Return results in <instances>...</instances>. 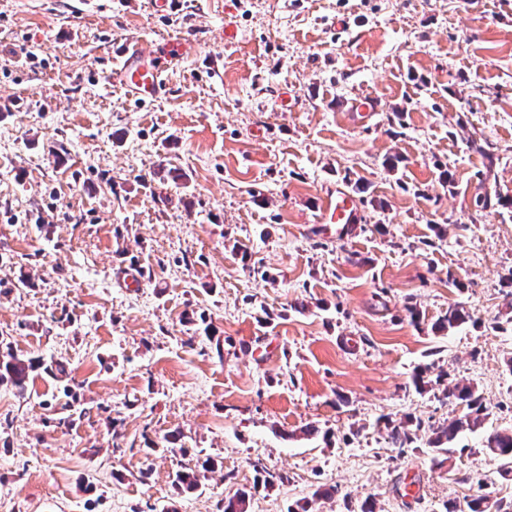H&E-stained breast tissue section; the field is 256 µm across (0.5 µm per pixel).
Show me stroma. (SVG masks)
Returning <instances> with one entry per match:
<instances>
[{"instance_id": "35a3bbf8", "label": "stroma", "mask_w": 512, "mask_h": 512, "mask_svg": "<svg viewBox=\"0 0 512 512\" xmlns=\"http://www.w3.org/2000/svg\"><path fill=\"white\" fill-rule=\"evenodd\" d=\"M176 37L161 98L108 83ZM2 96L0 344L70 380L0 384V512H445L481 485L512 512L482 433L401 452L380 422L447 419L444 372L512 428V0H0ZM336 184L348 235L318 221ZM203 470L213 469L215 462L210 458L198 460L197 464L192 468L185 467V470L178 472L175 477V483L178 487L186 490H194L199 487V468Z\"/></svg>"}]
</instances>
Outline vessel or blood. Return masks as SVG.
Segmentation results:
<instances>
[{"mask_svg":"<svg viewBox=\"0 0 512 512\" xmlns=\"http://www.w3.org/2000/svg\"><path fill=\"white\" fill-rule=\"evenodd\" d=\"M188 48L182 38L168 42L160 55L146 52L137 44L125 45L115 55L112 75L133 97L142 101L156 99L165 86L164 75L171 63L180 59ZM319 220L343 230L347 225L360 223V209L349 192L331 186L326 190Z\"/></svg>","mask_w":512,"mask_h":512,"instance_id":"vessel-or-blood-1","label":"vessel or blood"}]
</instances>
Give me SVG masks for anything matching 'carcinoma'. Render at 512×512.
I'll list each match as a JSON object with an SVG mask.
<instances>
[{
	"label": "carcinoma",
	"instance_id": "1",
	"mask_svg": "<svg viewBox=\"0 0 512 512\" xmlns=\"http://www.w3.org/2000/svg\"><path fill=\"white\" fill-rule=\"evenodd\" d=\"M471 320L470 313L459 303L448 306V311L439 319V328L450 329L458 327ZM43 369L49 375L57 376L65 373L63 366L57 362L45 363L40 358L18 356L9 351L0 355V383H8L20 394L25 393L30 375L38 369ZM443 398L463 406L464 414L449 418L431 428V434L426 441L428 447L438 453H448L450 444L463 431L476 432L482 429L489 418V411L483 402L481 394L471 384L455 383L444 388ZM421 423L408 420L404 425L387 424V437L392 447L405 451L419 440L417 430ZM483 450L494 460L498 461L500 473H512V430H493L483 442ZM215 462L209 458L200 460L193 467L176 474L175 483L186 490L199 487V469H212ZM249 494L245 490L237 491L232 497L224 500L223 512H246ZM468 512H500L497 503L491 501L490 493L480 488L477 494L466 502Z\"/></svg>",
	"mask_w": 512,
	"mask_h": 512
}]
</instances>
